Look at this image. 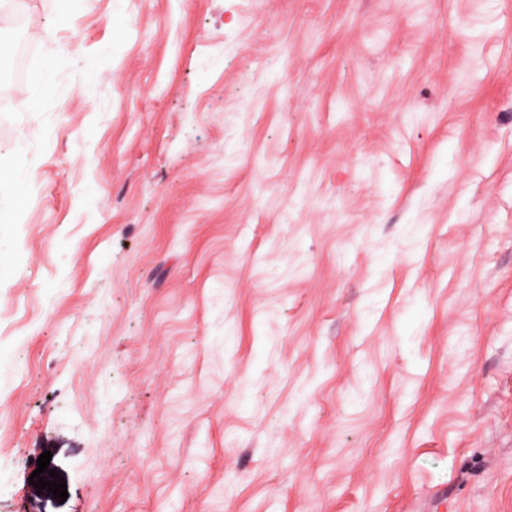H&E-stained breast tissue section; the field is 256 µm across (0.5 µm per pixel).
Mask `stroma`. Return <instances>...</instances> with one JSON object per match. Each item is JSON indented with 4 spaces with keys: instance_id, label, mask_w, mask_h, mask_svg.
Instances as JSON below:
<instances>
[{
    "instance_id": "obj_1",
    "label": "stroma",
    "mask_w": 512,
    "mask_h": 512,
    "mask_svg": "<svg viewBox=\"0 0 512 512\" xmlns=\"http://www.w3.org/2000/svg\"><path fill=\"white\" fill-rule=\"evenodd\" d=\"M60 6L0 5V512H512V0ZM57 55L49 54L43 58L33 76V90L24 96L18 104L19 111L40 112L45 101L58 89Z\"/></svg>"
}]
</instances>
